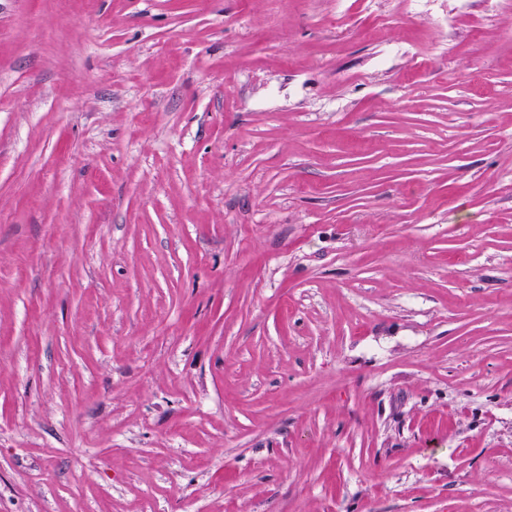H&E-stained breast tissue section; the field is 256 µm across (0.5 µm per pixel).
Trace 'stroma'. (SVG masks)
Returning a JSON list of instances; mask_svg holds the SVG:
<instances>
[{"mask_svg": "<svg viewBox=\"0 0 512 512\" xmlns=\"http://www.w3.org/2000/svg\"><path fill=\"white\" fill-rule=\"evenodd\" d=\"M0 512H512V4L0 0Z\"/></svg>", "mask_w": 512, "mask_h": 512, "instance_id": "35a3bbf8", "label": "stroma"}]
</instances>
